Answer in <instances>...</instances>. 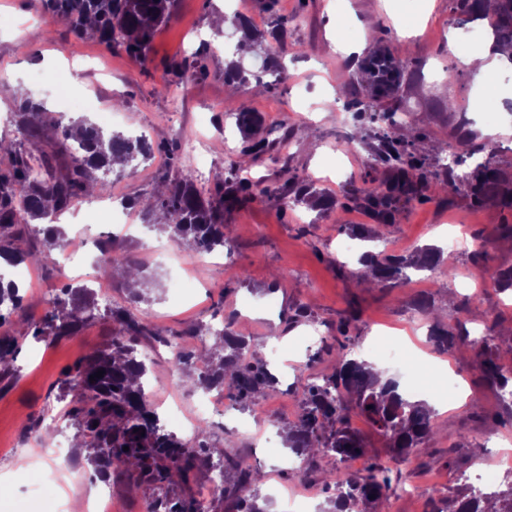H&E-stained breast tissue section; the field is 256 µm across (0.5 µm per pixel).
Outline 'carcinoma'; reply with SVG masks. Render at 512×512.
<instances>
[{"label":"carcinoma","instance_id":"obj_1","mask_svg":"<svg viewBox=\"0 0 512 512\" xmlns=\"http://www.w3.org/2000/svg\"><path fill=\"white\" fill-rule=\"evenodd\" d=\"M44 12L65 21L78 37H95L107 47L118 45L135 58L144 59L156 31L167 23L174 0H39ZM493 16L497 17L494 40L512 46V0H495ZM288 20L277 17L273 32L280 48L303 55L300 46H288ZM407 61L397 60L377 41L367 42V60L360 71L359 84L365 100L359 105L377 113L384 125L377 128L372 139L380 144L382 160L393 171V177L378 184L368 194L367 203L377 225L372 229L354 228L358 239H381L392 223V205L405 198L414 199L432 187L446 196L468 188L473 196L497 198L512 204V181L490 162H481L472 173L459 174L451 166L432 171L418 155L416 138L406 132L407 122L398 118L406 113L403 106V85ZM251 72L239 63L224 70L230 85L245 83ZM234 120L242 146L229 164L228 175L218 184L217 198L203 197L195 186V175L183 166L163 180L164 190L142 205L147 221L160 214L172 239L186 243L199 252L208 253L227 243L229 227L224 212L270 192L286 190L293 194L296 205L310 193L297 176L287 178L278 189L262 187L242 176L272 145L266 137L263 119L255 112L234 110L227 113ZM15 122L18 131L41 141L45 131H61L71 142L70 154L47 152L37 147L33 153H22L12 141L0 139V158L8 165L0 166V258L8 263L24 258L17 246L19 225L55 218L66 213L74 203L95 187L100 193L112 189L106 175L114 172L112 159L121 158L123 165L133 166L148 160L153 147L145 140L120 134L105 136L94 124L81 121L77 126L50 124L39 103L30 98L19 101ZM44 259L50 260L56 246L74 248L78 242L57 224L44 228ZM362 264L374 271V281L401 282L407 270L433 271L451 278L454 269L442 266V249L425 246L412 258L399 255L379 257L363 254ZM132 263L122 253L109 257L101 268L105 275L119 270L131 271ZM63 297L56 299L44 315L34 335L62 338L71 335L83 322L82 314L94 303L93 289L85 285H67ZM22 296L12 283L0 281V323L21 308ZM112 315L120 329L107 348L96 352L66 372L64 389L70 396L66 415L77 425V438L86 445L85 462L103 479L120 473L136 488L154 487L169 491L150 503V512H202L192 493L191 483L202 469L219 464L224 484L219 497L225 512H267L268 499L258 493L262 481L259 471L243 463L227 451L213 461L214 449L207 442L209 424L198 427L197 443L189 448L175 434L160 424L157 411L146 397L144 384L149 367L135 354L134 343L141 336L153 335L150 325L125 310ZM216 339L224 343V355L215 360L213 352L201 353L176 347L174 369L176 383L210 390L223 387L238 402H251L268 391L277 390V381L262 358L263 347L236 332L229 322L212 329ZM459 337L440 323L431 330L436 348L447 350ZM350 337L336 340V365L309 385L304 393L301 413L287 424L284 445L297 457L312 459L333 455L341 460L358 454L374 455L364 440L351 428L350 413L366 416L387 439L396 460L406 463L420 445L434 434L432 412L422 401H414L399 390L393 380H382L367 363L349 358ZM206 357L204 373L194 371V363ZM476 369L486 381L504 390L512 377L503 373L496 358L483 355ZM102 370V377L96 372ZM129 450H123V447ZM320 478L329 489L341 491L327 499L332 512H365L370 502L381 501L391 485L389 469L372 463L361 475L336 469L320 471ZM448 502L457 505L454 512H512V483L504 490L478 491L471 486L457 490Z\"/></svg>","mask_w":512,"mask_h":512}]
</instances>
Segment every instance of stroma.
I'll use <instances>...</instances> for the list:
<instances>
[{
    "mask_svg": "<svg viewBox=\"0 0 512 512\" xmlns=\"http://www.w3.org/2000/svg\"><path fill=\"white\" fill-rule=\"evenodd\" d=\"M233 0H175L172 15L156 32L145 59L130 57L123 48L98 40L75 38L69 26L44 13L37 0H0V138L22 142L30 138L15 126L14 83L26 84L49 118L62 124L87 119L105 133L145 136L154 146L151 160L125 170L112 185V196L97 202L78 200L62 224L68 236L88 228L76 253L82 266L69 272L40 260L44 237L28 225L19 249L35 254L32 285L23 292L22 310L0 324V336H14L18 349L13 371L0 380V512H44L30 491L29 475L42 460L29 443L32 432H45L47 410L64 411L68 400L60 389L66 371L104 349L119 325L111 310L120 306L146 317L153 336L139 339L138 350L151 353V385L164 401L176 396L193 408L195 389L173 381L172 346L186 343V328L204 330L199 346H210V328L231 321L247 327L254 341L269 344L278 338L269 369L279 389L267 396L264 418L300 413L304 388L330 373L336 358L334 339L350 336L353 355L379 342L396 344L406 361L422 362L420 379L441 391L433 418L437 434L409 466L392 464L383 438L372 425L360 434L378 450V460L391 465L395 481L384 504L369 503L367 512H435L448 491L449 472H463L481 458L497 455V439L512 436V403L498 396L495 386L476 370L478 351L461 341L450 350L436 349L429 340L430 319L418 303L430 298L449 330L481 329L492 336L496 360L512 346V289L500 291L480 280L483 269L512 267V209L488 198L475 202L464 192L441 199L434 190L419 198L397 202L394 222L383 241H358L356 254L342 256L340 240L353 225H373L363 199L392 172L372 148L369 130L377 123L371 112L358 109L362 89L356 75L364 54H345L333 46L348 29L368 30L393 53L407 57L413 76L404 91L413 134L432 169L458 163L460 171L491 161L512 176V64H502L490 85L475 80L450 50L448 35L461 31L457 0H277L268 11L266 0H245L243 12L269 29L272 13L290 17L289 43L306 47L302 58L285 56L287 76L271 88L249 82L229 89L224 64L239 35L225 32L211 43L202 73L187 71L175 80L171 66L191 56L207 40L218 19L234 12ZM208 41V40H207ZM457 73L449 89V73ZM455 111H448V97ZM499 111L496 123L484 122L481 106ZM243 109L259 113L266 126L283 137L248 172L249 178L271 187L226 216L230 240L223 257L205 255L175 243L159 226L144 225L135 235L112 223L111 210L120 200L139 201L153 195L173 160L194 163L204 152L206 175L197 186L211 195L240 148V135L227 113ZM291 172L333 199L328 209L289 207L276 195L284 172ZM477 240L481 250L465 246L451 256L455 275L447 279L427 271L414 287L389 283L362 287L354 275L362 252L408 255L416 247H446L452 237ZM112 245L147 276L154 298L131 304L130 281L121 275L106 279L107 299H96L87 321L73 334L53 343L35 340L33 331L67 281H83L88 260L97 249ZM196 283L194 293L174 288L179 272ZM305 317L295 318L300 306ZM233 418L212 420L208 443L221 448L232 443L237 459L259 470L264 483L292 491L318 488L313 508L327 498L319 472L336 465L333 457L309 462L280 448L269 457L262 446L235 436Z\"/></svg>",
    "mask_w": 512,
    "mask_h": 512,
    "instance_id": "35a3bbf8",
    "label": "stroma"
}]
</instances>
